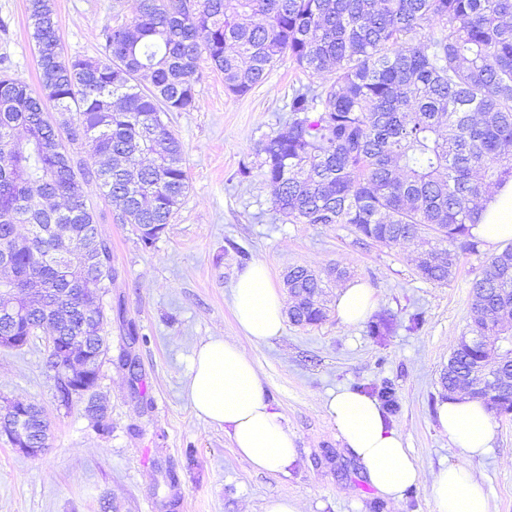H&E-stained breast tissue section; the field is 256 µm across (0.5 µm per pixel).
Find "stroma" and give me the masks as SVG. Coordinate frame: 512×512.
<instances>
[{"label":"stroma","mask_w":512,"mask_h":512,"mask_svg":"<svg viewBox=\"0 0 512 512\" xmlns=\"http://www.w3.org/2000/svg\"><path fill=\"white\" fill-rule=\"evenodd\" d=\"M66 56L101 54L105 26L129 23L136 0H53ZM38 84L37 53L28 31L27 0H0V68ZM195 106L170 115L181 140L189 189L153 245L98 189L87 204L112 239L118 275L103 304L110 350L96 393L108 405L101 433L73 401L57 400L47 363L48 336L23 349L0 347V408L8 401L43 406L51 435L30 457L0 436V512H263L270 497L299 499L305 512H376L379 496L357 460L343 448L323 403L343 386L390 388L398 407L388 417L402 432L422 481L404 493L400 512H435L429 486L441 467L471 464L489 493L490 512H512V415L492 416L489 453L468 460L437 423L448 392L443 369L471 325L470 291L495 247L459 255L447 283L422 280L412 259L419 246L365 240L345 224H288L275 211L273 190L260 171L258 146L288 126V103L299 86L323 76L278 62L243 96L200 59ZM262 260L275 287L292 266L320 272L348 269L374 290L369 321L350 326L336 314L315 325L285 323L268 341H244L231 311V287L250 263ZM420 328H412L414 314ZM387 320V336L370 322ZM222 336L245 342L268 399L297 446L286 472H256L223 429L199 419L183 396L193 352Z\"/></svg>","instance_id":"stroma-1"}]
</instances>
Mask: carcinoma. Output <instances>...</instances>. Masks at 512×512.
Masks as SVG:
<instances>
[{"label": "carcinoma", "instance_id": "cac0c4a2", "mask_svg": "<svg viewBox=\"0 0 512 512\" xmlns=\"http://www.w3.org/2000/svg\"><path fill=\"white\" fill-rule=\"evenodd\" d=\"M128 24L103 29V56L63 55L52 0H28L40 92L0 69V304L43 289V307L0 336H93L109 349L102 305L82 289L112 287V245L87 207L95 184L135 230L157 239L188 189L183 144L168 114L194 107L205 55L224 87L244 95L291 58L330 80L302 86L288 129L260 145V168L288 224H349L383 244L433 232L441 265H415L432 283L477 251L483 198L512 180V0H137ZM86 150L81 155L75 147ZM69 224L96 264L72 263L53 228ZM26 227V233L19 227ZM298 326L326 319L308 301L325 288L306 267L288 270ZM472 335L448 359V393L485 359L476 336L512 331V247L490 257L471 289ZM487 410L512 406V388L473 393ZM41 445L42 407L25 419Z\"/></svg>", "mask_w": 512, "mask_h": 512}]
</instances>
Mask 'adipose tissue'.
Segmentation results:
<instances>
[{
	"label": "adipose tissue",
	"mask_w": 512,
	"mask_h": 512,
	"mask_svg": "<svg viewBox=\"0 0 512 512\" xmlns=\"http://www.w3.org/2000/svg\"><path fill=\"white\" fill-rule=\"evenodd\" d=\"M476 234L497 244L512 240V180L481 203ZM232 309L239 332L254 342L279 336L283 329V299L273 286L265 262L255 261L236 278ZM374 293L364 283H347L336 301V313L355 324L372 313ZM195 415L223 427L236 453L259 472L282 473L294 462L297 448L268 400L253 357L238 343L214 337L199 344L184 388ZM336 436L361 462L377 493L400 505L407 488L420 483L422 473L403 436L377 399L341 388L323 404ZM437 422L469 458L485 456L491 446V417L485 405L456 393L437 405ZM430 494L435 512H490L489 498L472 469L451 465L434 477Z\"/></svg>",
	"instance_id": "ef3b65f1"
}]
</instances>
